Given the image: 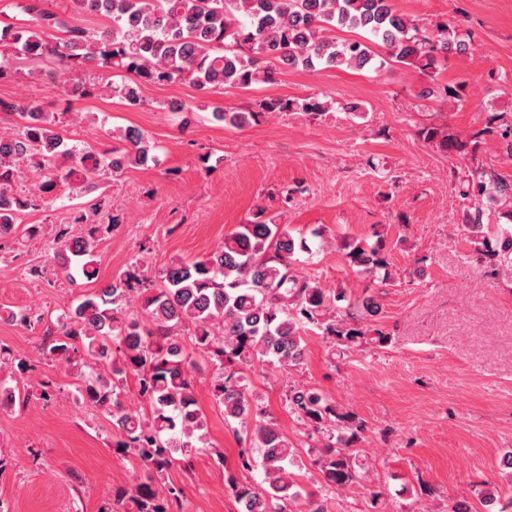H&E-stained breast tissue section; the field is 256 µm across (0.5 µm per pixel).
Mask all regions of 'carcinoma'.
I'll use <instances>...</instances> for the list:
<instances>
[{"mask_svg": "<svg viewBox=\"0 0 512 512\" xmlns=\"http://www.w3.org/2000/svg\"><path fill=\"white\" fill-rule=\"evenodd\" d=\"M31 22L0 28V44L18 52L30 64L56 62L66 71L85 67L110 68L131 74L119 86L93 83L82 94L112 89L131 105L141 102L148 84L187 80L204 94L226 86L247 89L270 82L279 67L302 70L363 69L375 65V54L360 41H337L333 32L361 30L381 41L390 58L434 77L438 63L448 58L459 40L448 25L434 30L419 27L397 13L392 0H70L71 14L42 7V0L26 6ZM104 16L112 27L91 32L71 22V15ZM63 34L52 38L45 29ZM267 109L324 112L317 98L277 99ZM0 114L15 116V129L0 134V242L12 234L18 213L47 203L58 184L75 180L80 189H97L102 171L118 174L153 160L142 131L128 127L124 145L101 153L67 147L58 132L68 121L65 112H43L24 103L0 100ZM214 120L242 127L252 113H212ZM497 136L512 155V125L495 124L478 131L468 142L477 150L488 136ZM36 172V189L18 194L14 185L22 170ZM464 196L512 198V181L485 171L475 173ZM100 225L82 236L64 227L57 234L59 248L69 254L67 266L83 278L97 276L96 248ZM351 269L374 283L387 264L384 240L345 244ZM309 251L275 219L241 224L224 243L195 261H173L164 270L162 285L142 289L140 314L128 315L116 306L132 290L134 273L126 271L112 283L86 295L58 318V336H52L44 356L77 369L82 381L79 396L110 417L113 447L138 460L143 479L121 488L103 503L100 512H179L182 489L165 476L178 461L181 448L204 429L205 420L195 397L194 371L181 340L180 328L192 326L193 348L219 363L222 373L212 383V395L225 419L253 423L256 443L239 453V467L263 472V482H230L235 501L250 512H288L303 498L309 512H326L324 499L303 492L292 467L297 451L250 395L243 371L254 363L290 369L303 361V333L316 327L322 335L343 345L366 335L361 322L379 314V304L368 295L350 300L344 289L329 292L310 278L298 277L292 264L298 252ZM512 264V231L501 234L499 250L484 253ZM139 385L144 414L121 399L127 376ZM288 412L324 436L315 461L318 483L344 486L361 467L354 448L357 433L336 424L343 415L317 389L292 391Z\"/></svg>", "mask_w": 512, "mask_h": 512, "instance_id": "cac0c4a2", "label": "carcinoma"}]
</instances>
